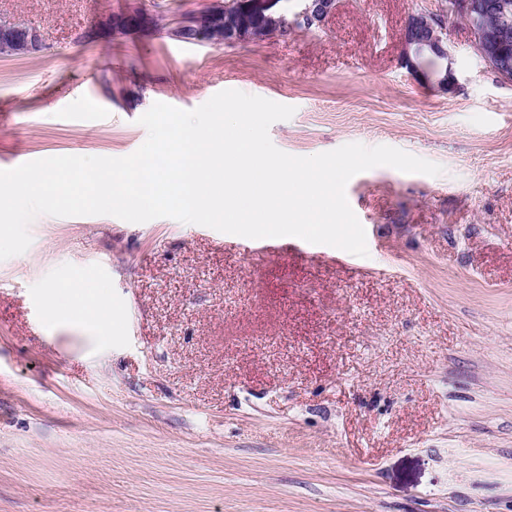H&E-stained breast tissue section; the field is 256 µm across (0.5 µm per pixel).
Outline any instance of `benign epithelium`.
Here are the masks:
<instances>
[{"label": "benign epithelium", "mask_w": 512, "mask_h": 512, "mask_svg": "<svg viewBox=\"0 0 512 512\" xmlns=\"http://www.w3.org/2000/svg\"><path fill=\"white\" fill-rule=\"evenodd\" d=\"M282 0H238L240 19L224 24V7L221 0L212 6L183 17L175 22L172 34L182 42L192 44H218L222 41L259 42L269 38L268 31L250 24L252 19L273 20L281 14L276 6ZM337 0H303L293 14L289 27H319L335 12ZM508 4L502 0H454L452 7L436 17L416 13L408 18L404 33L402 63L412 73L423 76L439 88L450 91L455 86L452 67L430 69L427 64L448 59L445 19L464 20L471 32L473 46L485 65L501 60L512 40V19L506 15ZM498 12L500 23L496 28L485 25V17ZM155 19L140 8H129L112 14L99 26L90 29L87 36H98L102 30L122 29L126 32L154 30ZM0 40L12 43L28 53L41 49L38 31L20 22L0 20Z\"/></svg>", "instance_id": "7a95c632"}]
</instances>
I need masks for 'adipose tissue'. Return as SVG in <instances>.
Returning <instances> with one entry per match:
<instances>
[{
	"label": "adipose tissue",
	"mask_w": 512,
	"mask_h": 512,
	"mask_svg": "<svg viewBox=\"0 0 512 512\" xmlns=\"http://www.w3.org/2000/svg\"><path fill=\"white\" fill-rule=\"evenodd\" d=\"M43 301L53 319H77L92 332L96 343L111 341L114 316L106 292L95 289L79 296L67 283L53 281L48 283Z\"/></svg>",
	"instance_id": "1"
}]
</instances>
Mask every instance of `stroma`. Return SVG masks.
Here are the masks:
<instances>
[{
	"label": "stroma",
	"instance_id": "1",
	"mask_svg": "<svg viewBox=\"0 0 512 512\" xmlns=\"http://www.w3.org/2000/svg\"><path fill=\"white\" fill-rule=\"evenodd\" d=\"M213 0H0L36 26L0 53V170L124 157L162 102L233 89L294 107L281 151L387 145L345 194L368 254L171 218L41 215L0 261V512H512V82L448 23L446 92L401 62L407 18L441 0H339L321 27L194 45ZM150 32L85 33L110 14ZM104 287L100 346L42 288ZM233 6L223 7V2L215 3L204 10L198 11L175 22L172 34L182 42L192 44H219L220 39H213L216 30L224 32V13H233ZM155 19L149 12L140 8H129L125 11L109 15L100 26L92 27L86 37H98L103 29H122L125 32H149L154 30Z\"/></svg>",
	"mask_w": 512,
	"mask_h": 512
}]
</instances>
